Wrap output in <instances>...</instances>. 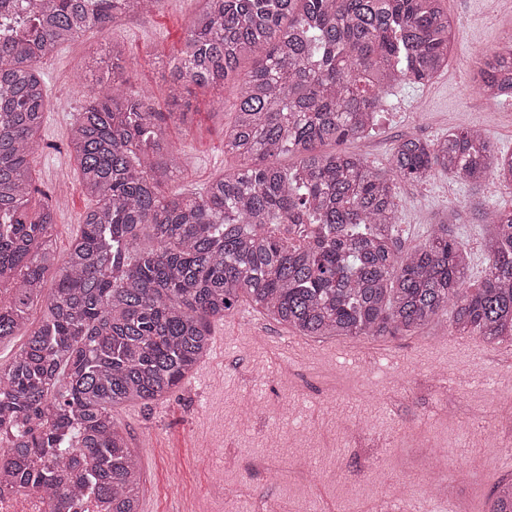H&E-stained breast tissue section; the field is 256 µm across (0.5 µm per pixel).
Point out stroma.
Here are the masks:
<instances>
[{"instance_id":"stroma-1","label":"stroma","mask_w":512,"mask_h":512,"mask_svg":"<svg viewBox=\"0 0 512 512\" xmlns=\"http://www.w3.org/2000/svg\"><path fill=\"white\" fill-rule=\"evenodd\" d=\"M494 0H444L460 23L448 68L432 83L391 89L370 135L344 151L384 168L407 137L434 140L448 130L481 127L512 151V100L490 103L475 79L471 49L512 37V13ZM199 0H161L151 12L108 30H86L41 70L48 112L32 156L37 183L54 214V249L64 256L91 202L83 192L68 138L84 103V85L106 73L113 46L133 89L156 111L171 112L170 65L183 48ZM238 89L192 88L184 120L166 121L181 156L169 193L201 188L237 162L224 153V130L235 118ZM512 208V191L481 182L461 184L439 174L423 184L400 183L397 205L404 247L421 243L434 224L458 210L455 236L470 253L469 276L486 268L481 226L473 208ZM211 335V348L191 378L164 402L121 407L116 415L140 468L139 512H388L404 466L451 478L448 498L416 493L410 512H487L496 486L512 481V340L495 344L457 335L448 320L397 337L310 338L256 312L247 300ZM308 348L288 358L283 347ZM287 369V380L277 377ZM344 416L356 435H340Z\"/></svg>"}]
</instances>
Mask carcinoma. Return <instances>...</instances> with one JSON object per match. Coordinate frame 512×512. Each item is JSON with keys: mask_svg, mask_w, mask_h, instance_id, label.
Here are the masks:
<instances>
[{"mask_svg": "<svg viewBox=\"0 0 512 512\" xmlns=\"http://www.w3.org/2000/svg\"><path fill=\"white\" fill-rule=\"evenodd\" d=\"M161 0H0V493L28 489L107 512H138L140 476L114 411L165 399L210 348V323L241 296L302 336H399L450 315L460 336L512 338V209L479 213L485 278L446 224L405 250L398 184L437 173L512 188V154L479 129L411 137L382 171L321 147L373 129L389 89L448 68L456 35L443 0H202L168 96L238 83L224 154L237 167L194 192L167 194L179 172L162 116L128 83L118 53L71 124L69 147L96 199L61 260L51 209L30 206L31 158L47 112L40 64L91 27ZM255 58L240 74L241 60ZM512 38L479 59L475 79L512 98ZM288 154V169L274 159ZM149 226L157 245L143 248ZM57 267L54 287L45 273ZM45 308L29 325L32 308ZM489 512H512V482Z\"/></svg>", "mask_w": 512, "mask_h": 512, "instance_id": "carcinoma-1", "label": "carcinoma"}]
</instances>
